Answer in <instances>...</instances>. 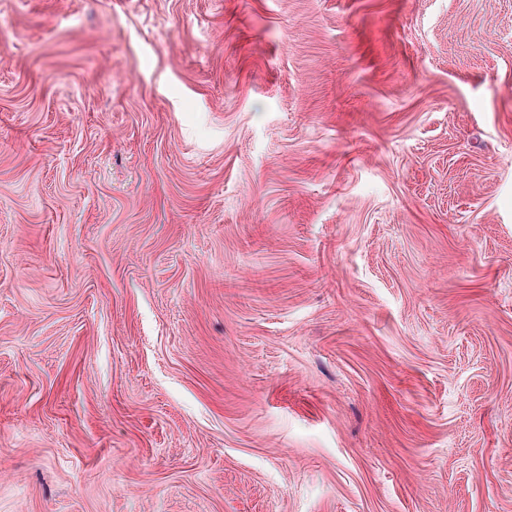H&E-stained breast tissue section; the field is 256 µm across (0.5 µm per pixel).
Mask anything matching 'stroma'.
<instances>
[{"label":"stroma","mask_w":512,"mask_h":512,"mask_svg":"<svg viewBox=\"0 0 512 512\" xmlns=\"http://www.w3.org/2000/svg\"><path fill=\"white\" fill-rule=\"evenodd\" d=\"M0 512H512V0H0Z\"/></svg>","instance_id":"35a3bbf8"}]
</instances>
